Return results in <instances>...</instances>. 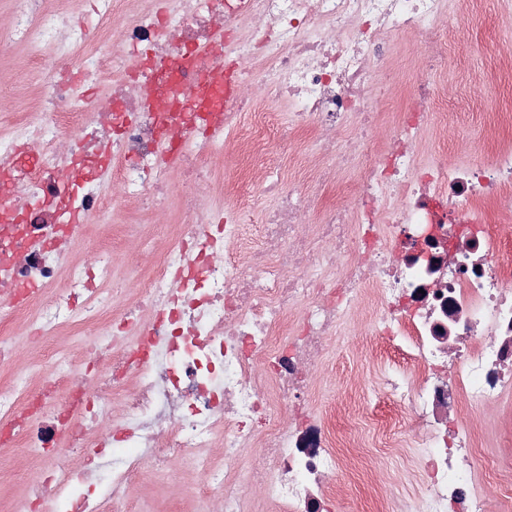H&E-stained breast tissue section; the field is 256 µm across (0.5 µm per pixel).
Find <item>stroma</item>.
I'll use <instances>...</instances> for the list:
<instances>
[{
	"mask_svg": "<svg viewBox=\"0 0 512 512\" xmlns=\"http://www.w3.org/2000/svg\"><path fill=\"white\" fill-rule=\"evenodd\" d=\"M441 25L456 31L451 41L455 65L443 72L421 71L411 40L402 37L395 40V64L404 81L423 80L448 91V124L427 136L426 152L447 155L452 163L477 164L482 160L479 146L489 134V113L512 114V86L498 79L501 63L512 58V0H479L475 5L470 0H455ZM31 51L30 45L17 43L0 54V127L11 111L28 112L33 107L43 77L23 64ZM179 219L174 205L148 217L137 204L119 203L104 217L88 219L83 236L64 242L61 250L81 259L102 224L122 226L133 241L130 250L112 258V272L121 277L149 267L154 253L166 245L159 226ZM365 336L358 317L337 327L314 406L335 409L337 440L358 454L364 466L385 475L402 473L408 467L407 449L374 447L372 431L364 420V406L383 398L362 363ZM488 417L495 425L482 430L477 446L489 463L490 482L503 483L507 476L499 472L498 463L512 450V444L505 441L506 435H512V398L489 409ZM49 465V459L34 457L21 448L0 455V496L20 505L26 484ZM199 479L198 473L181 467L168 472L152 469L132 487L131 494L140 501L143 512H194L192 490Z\"/></svg>",
	"mask_w": 512,
	"mask_h": 512,
	"instance_id": "stroma-1",
	"label": "stroma"
}]
</instances>
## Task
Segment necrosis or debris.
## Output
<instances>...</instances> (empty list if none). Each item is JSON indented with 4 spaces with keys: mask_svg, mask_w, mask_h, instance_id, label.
Instances as JSON below:
<instances>
[{
    "mask_svg": "<svg viewBox=\"0 0 512 512\" xmlns=\"http://www.w3.org/2000/svg\"><path fill=\"white\" fill-rule=\"evenodd\" d=\"M56 2L16 0L8 28L33 45L28 64L45 84L36 111L0 133V166L11 170L0 293L38 287L0 320V368L17 354L19 325L43 368L0 371V453L78 462L33 479L26 512H138L132 486L171 462L201 470L198 512L215 500L224 512L258 502L329 512L334 477L357 473L376 512H512V498L479 488L474 430L512 397L511 242L498 226L512 208V147L499 134L512 116L493 114L481 164L421 161L442 95L397 84L390 42L411 36L424 71L446 70L454 58L438 21L448 0H165L137 13L127 0H100L94 26L63 41ZM44 43L76 57L75 83L58 81ZM219 67L240 93L222 111H199L194 87ZM385 81L402 102L389 117ZM79 84L102 94L77 102ZM103 97L111 116L98 108ZM282 107L284 138L274 133ZM230 129L228 178L215 151ZM304 138L316 146L307 170L265 176L272 206L213 207L249 182L256 156ZM382 138L390 152L377 150ZM352 167L357 181H343ZM174 193L181 222L129 302L116 304L111 284L127 236L92 242L64 271L55 246L74 235L71 213L98 217L119 200L153 212ZM358 310L369 378L405 424L383 445L415 451L400 508L390 486L337 456L336 420L312 406L328 341ZM88 329L93 341L56 347ZM463 400L473 423L449 428ZM218 444L215 469L207 453Z\"/></svg>",
    "mask_w": 512,
    "mask_h": 512,
    "instance_id": "4bbe7bcc",
    "label": "necrosis or debris"
}]
</instances>
